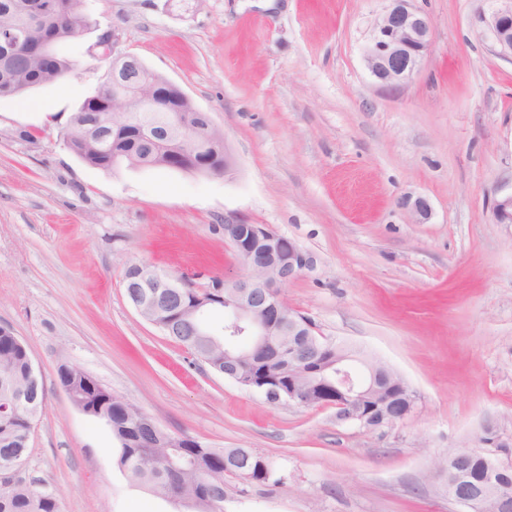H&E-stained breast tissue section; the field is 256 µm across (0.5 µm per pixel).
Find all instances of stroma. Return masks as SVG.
I'll use <instances>...</instances> for the list:
<instances>
[{
	"label": "stroma",
	"instance_id": "1",
	"mask_svg": "<svg viewBox=\"0 0 512 512\" xmlns=\"http://www.w3.org/2000/svg\"><path fill=\"white\" fill-rule=\"evenodd\" d=\"M94 4L119 51L223 129L235 166L112 171L77 158L63 134L103 60L0 98V326L25 342L45 389L23 477L57 490L62 512H184L120 471L109 428L59 383L66 362L172 436L270 457L279 483L225 478L224 512H464L448 496L449 455L512 461V224L491 213L512 192V59L487 29L493 0H413L432 45L393 90L363 56L387 0ZM228 216L315 256L283 288L289 308L398 371L417 397L410 417L370 431L330 407L271 402L137 314L129 264L198 288L244 275ZM489 430L503 447L484 442Z\"/></svg>",
	"mask_w": 512,
	"mask_h": 512
}]
</instances>
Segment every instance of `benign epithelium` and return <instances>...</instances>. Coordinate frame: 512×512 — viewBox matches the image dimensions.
<instances>
[{
    "instance_id": "obj_1",
    "label": "benign epithelium",
    "mask_w": 512,
    "mask_h": 512,
    "mask_svg": "<svg viewBox=\"0 0 512 512\" xmlns=\"http://www.w3.org/2000/svg\"><path fill=\"white\" fill-rule=\"evenodd\" d=\"M389 5L376 24L364 48V59L374 79L383 87L397 88L418 73L430 50L432 27L428 17L411 7V0H388ZM491 12L488 31L504 54L512 55V0H497ZM119 36L112 33V58L107 72L112 79V111L136 102L134 111L144 112L152 105V87L132 89L124 85L130 54L117 51ZM496 224H512V193L497 199L492 207ZM224 242L233 248L246 269L239 278H224V335L250 337L244 349H224V364L234 369L239 363L258 354L270 362L284 360L285 366L266 368L262 383L243 385L257 389L279 402L282 382L288 383L286 402L305 408L332 406L336 421L367 430H383L405 420L413 410L404 406L413 392L405 378L384 362L351 351L334 353L332 342L324 343L330 363L324 376L336 391L334 398H317L300 382L290 368L300 369L313 359L309 340L291 337L294 320L288 311L281 288L303 274L315 270L316 259L306 249L278 234L267 224H247L238 217L224 218ZM140 292L128 295L136 312L161 329L164 311L187 314L197 324L199 335L208 336L205 318L212 302L202 295L191 307L181 303L184 284L171 275L162 276L144 270L137 276ZM452 499L469 508L475 497L463 485L448 484Z\"/></svg>"
}]
</instances>
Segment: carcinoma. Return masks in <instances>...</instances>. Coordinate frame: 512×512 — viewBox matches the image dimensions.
Masks as SVG:
<instances>
[{
	"label": "carcinoma",
	"instance_id": "1",
	"mask_svg": "<svg viewBox=\"0 0 512 512\" xmlns=\"http://www.w3.org/2000/svg\"><path fill=\"white\" fill-rule=\"evenodd\" d=\"M91 0H0V22L9 19L17 25L24 48L8 55L0 53V97L23 96L35 87L74 74L78 60L69 51L75 42L74 32L89 25L100 28L90 9ZM40 41L52 47L51 61L42 66L25 47ZM130 84L160 80L140 61L128 70ZM112 97V84H102L87 97L73 114L65 132L69 149L91 167L113 170L122 165L131 168H167L173 163L186 172L206 174L224 166V153L214 151L212 139L224 138V132L209 124L207 113L197 112L177 94H167L158 109L133 112L130 122L116 119V125L102 128L98 124L99 100ZM188 119L189 130L181 138L163 139L157 135L168 121ZM167 336L186 347L197 357L209 360V368L224 371V350L230 341L224 337L222 348L206 347L195 336V325L180 320ZM60 384L72 387L83 407L104 421L120 444L118 467L129 480L145 487L156 496L169 499L172 486L182 491L180 499L191 501L195 512H224V462L242 460L252 471V484L278 483L273 461L256 452L245 455L243 448H209L195 440H176L158 432L148 422L137 419L111 395V390L83 369L68 363L58 368ZM28 366L25 353L16 348L10 337L0 335V405L10 404L13 417L0 421V468L21 466L28 458L31 437L30 419L37 418L45 399L43 386L27 387ZM211 471V480L203 484L197 472ZM460 482L488 493L504 488L512 490V468L500 470L486 457L476 456L469 469L459 473ZM0 512H61L56 493L32 483L16 482L0 486Z\"/></svg>",
	"mask_w": 512,
	"mask_h": 512
}]
</instances>
